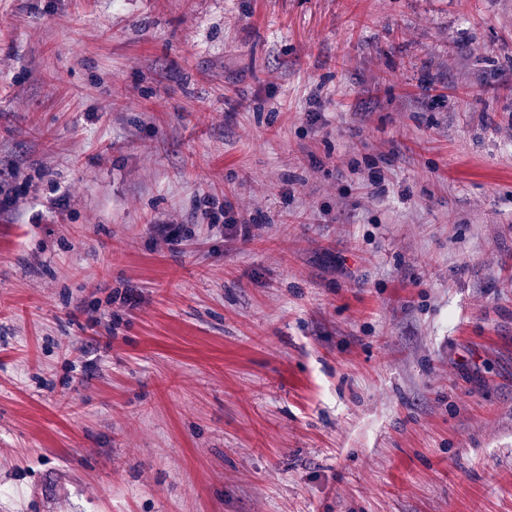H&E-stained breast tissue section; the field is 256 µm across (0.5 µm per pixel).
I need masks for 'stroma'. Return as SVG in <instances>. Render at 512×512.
I'll return each mask as SVG.
<instances>
[{"instance_id":"35a3bbf8","label":"stroma","mask_w":512,"mask_h":512,"mask_svg":"<svg viewBox=\"0 0 512 512\" xmlns=\"http://www.w3.org/2000/svg\"><path fill=\"white\" fill-rule=\"evenodd\" d=\"M0 190V512H512V0H0Z\"/></svg>"}]
</instances>
